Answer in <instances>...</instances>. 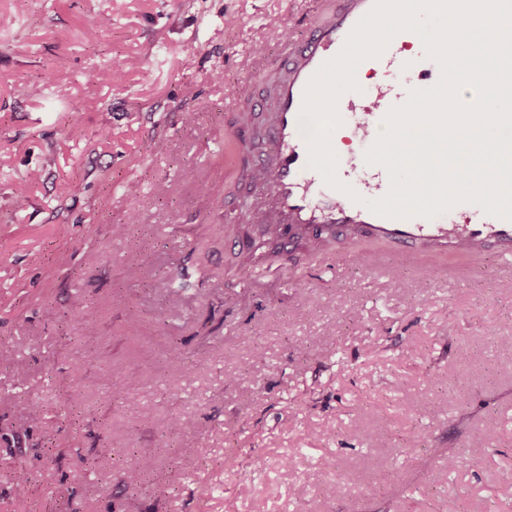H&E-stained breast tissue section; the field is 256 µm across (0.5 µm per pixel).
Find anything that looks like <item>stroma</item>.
I'll list each match as a JSON object with an SVG mask.
<instances>
[{
  "mask_svg": "<svg viewBox=\"0 0 512 512\" xmlns=\"http://www.w3.org/2000/svg\"><path fill=\"white\" fill-rule=\"evenodd\" d=\"M298 6L0 0V512H512L497 261L379 273L361 241L226 276L224 205L261 202L225 179L233 124H262L232 106L240 60ZM131 453L154 461L133 490Z\"/></svg>",
  "mask_w": 512,
  "mask_h": 512,
  "instance_id": "1",
  "label": "stroma"
}]
</instances>
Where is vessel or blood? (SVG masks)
<instances>
[{"label": "vessel or blood", "instance_id": "vessel-or-blood-1", "mask_svg": "<svg viewBox=\"0 0 512 512\" xmlns=\"http://www.w3.org/2000/svg\"><path fill=\"white\" fill-rule=\"evenodd\" d=\"M374 5L375 0H311L310 9L299 11L293 24L279 33L277 53L260 45L242 59L243 67L262 75L265 90L258 95L252 85H238L232 104L266 113L269 148L257 156L247 145H240L232 162L239 180L261 190L269 223L289 225L290 234L282 238L287 248L306 240L321 252L331 253L354 240L370 239L389 247L386 254L364 256L365 265L374 269L393 260L462 250L494 257L506 268L512 266L510 220L479 210L466 221H457V214L467 208L463 202L454 205L448 216L390 218L351 199L355 193L373 199L384 196L389 188L385 169H376L367 180L354 182L348 167H340V185L335 188L309 167L307 143L300 130L307 86L321 65L342 51L350 33ZM409 36V31L398 32L379 56L366 59V67L378 76L373 106L360 107L340 98L339 110L356 139L375 143L389 112L406 103L411 88L398 85L393 75L418 65L417 59L402 54ZM345 184L351 185L352 194L342 192Z\"/></svg>", "mask_w": 512, "mask_h": 512}]
</instances>
